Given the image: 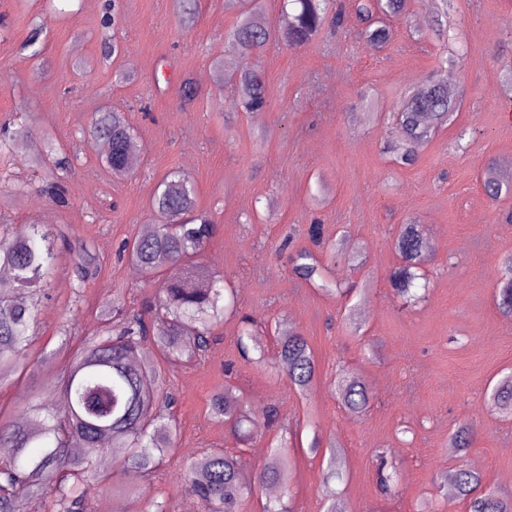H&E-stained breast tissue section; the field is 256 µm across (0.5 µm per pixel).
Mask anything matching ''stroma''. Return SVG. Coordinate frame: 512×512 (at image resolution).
Segmentation results:
<instances>
[{"label": "stroma", "instance_id": "1", "mask_svg": "<svg viewBox=\"0 0 512 512\" xmlns=\"http://www.w3.org/2000/svg\"><path fill=\"white\" fill-rule=\"evenodd\" d=\"M191 30L178 24L174 0H0V125L14 113L29 116L33 131L50 129L74 171L67 205L43 193V173L28 150L0 158V224L35 220L70 239L51 276L42 305L36 349L52 353L35 380L0 385V407L24 415L34 395L60 403L56 365L73 350L61 332L78 319L80 333L97 329L95 311L113 289L127 301L150 293L154 275L136 276L119 256L124 239L142 234L158 182L170 171L191 176L199 210L218 226L204 262L223 272L242 312L284 321L308 340L318 379L304 393L288 386L281 368L241 360L239 325L214 331L203 365L170 369L177 396L179 446L161 488L170 512L193 505L181 472L202 449H233L222 422L211 415L213 394L228 387L255 412L277 406L291 431L287 490L296 512H324L336 494L347 512H467L448 501L438 484L462 467L477 468L485 487L512 492V421L485 404L490 382L512 371V316L495 299V278L512 256V195L487 197L489 162L512 181V0H454L445 36L418 38L433 11L408 0L387 17L391 42L374 46L359 37L348 14L345 31L324 28L313 42L272 45L262 56L238 61L225 33L235 21L224 0H200ZM43 24L42 60L21 45ZM127 51L106 58L105 45ZM244 63L266 77L268 105L254 114L232 112L229 85L211 75V62ZM447 68L459 103L454 120L439 127L408 168L385 147L396 139L392 113L440 68ZM131 81L115 83V69ZM199 90L182 106L179 88ZM125 112L138 132L140 162L130 177L113 178L99 164V148L83 131L102 106ZM419 219L427 230L430 290L425 302L404 307L389 283L397 263L399 224ZM326 238L349 231L364 262L347 253H320L327 279L355 287L361 330L343 319L344 298L323 294L291 274L289 258L313 249L311 224ZM91 246L99 268L82 294L74 292L75 245ZM357 375L372 400L360 413L337 400L338 371ZM472 426L471 450L457 455L448 436ZM334 440L345 467L324 482L327 461L313 454V436ZM104 500L143 512L144 484L127 474L93 491L90 512Z\"/></svg>", "mask_w": 512, "mask_h": 512}]
</instances>
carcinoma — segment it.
<instances>
[{
    "instance_id": "obj_1",
    "label": "carcinoma",
    "mask_w": 512,
    "mask_h": 512,
    "mask_svg": "<svg viewBox=\"0 0 512 512\" xmlns=\"http://www.w3.org/2000/svg\"><path fill=\"white\" fill-rule=\"evenodd\" d=\"M360 23L359 34L373 44H385L390 31L380 21L405 9L407 0H353ZM288 25L275 30L260 9L248 0H224V7L236 13L225 39L233 51L260 55L272 42L292 48L302 47L321 33L326 23L344 29L345 13L333 9L335 0H294ZM180 25L189 30L198 18L197 0H177ZM234 88V108L238 112H259L266 107V82L256 69L228 75ZM455 97L448 91V74L441 71L416 93L402 101L393 113L398 141L391 145L395 161L411 166L421 147L436 128L448 122L456 110ZM26 118L18 116L12 126L0 130V154L32 140ZM90 144L107 142L110 150L100 162L115 176H128L137 164L131 153L137 132L123 112L94 113L85 130ZM38 164L48 165L45 192L57 203H66V180L71 165L66 158L53 157L54 138L41 136ZM485 193L495 198L512 185L503 183L497 165L487 166L483 177ZM156 217L152 231L126 241L122 247L130 264L155 272L159 283L139 308L125 307V293L115 290L112 299L97 313L94 335L80 337L79 325L64 326L65 340L79 338L71 355L58 367L63 407L55 409L48 398L29 406L18 419L4 416L0 408V448L12 452L0 458V512H87L95 486L112 480V474L97 470V458L112 448L123 453L112 459L118 471L138 472L151 493L154 512H169L158 483L164 467L177 447L179 427L170 408L174 396L166 391L167 367L202 362L213 343L212 331L238 313L233 289L226 287L224 275L203 263L202 256L217 231L216 224L196 203L193 181L179 171L162 178L151 203ZM58 238L45 225L35 222L16 227L0 225V267L11 276L0 279V382L20 381L37 375L38 365L52 356L42 351L30 357L33 329L42 303L47 277L59 256ZM399 264L391 271L394 293L419 302L417 293L426 285L417 283L419 270L428 262V246L422 226L411 222L400 226L394 239ZM292 270L300 278L313 281L321 276L322 264L308 250L291 256ZM505 272L497 280L499 307L512 314V258L504 261ZM76 287L83 288L96 274L91 249L82 245L74 265ZM25 292L32 300L20 303L16 295ZM244 326L237 337L242 353L248 349L266 359L265 349L245 340H254V320L242 317ZM276 359L287 372L289 386L308 390L317 377V362L308 340L291 327H278ZM341 404L357 413L370 403L365 383L358 377H342L337 385ZM211 414L224 422L241 446L237 452L209 448L182 472L185 488L196 496L207 512H240L242 503L256 490L283 487L288 481L286 447L270 442L267 458L248 482L244 472L250 465L243 445L258 428L255 413L232 389L224 388L211 399ZM487 408L494 414L512 416V372L499 378L487 391ZM473 431L460 424L451 433L448 447L457 453L471 448ZM343 462L336 448L329 449L324 480L342 477ZM455 497L468 503V512H512V494L482 488L481 475L461 468L454 476Z\"/></svg>"
}]
</instances>
